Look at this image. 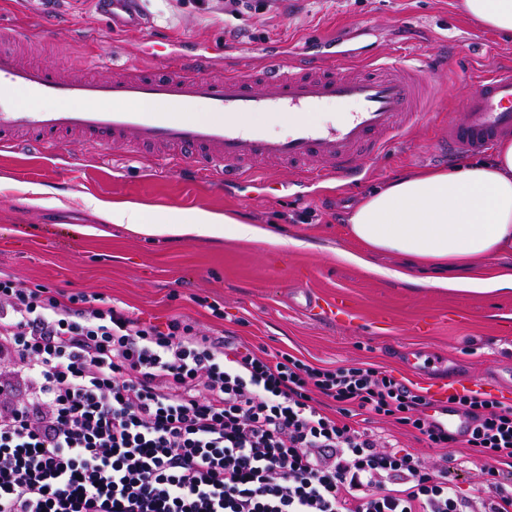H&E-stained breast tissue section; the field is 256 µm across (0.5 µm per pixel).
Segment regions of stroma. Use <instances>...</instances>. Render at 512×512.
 <instances>
[{
	"label": "stroma",
	"mask_w": 512,
	"mask_h": 512,
	"mask_svg": "<svg viewBox=\"0 0 512 512\" xmlns=\"http://www.w3.org/2000/svg\"><path fill=\"white\" fill-rule=\"evenodd\" d=\"M147 30L111 32L92 0H53L78 37L39 36L36 0H0V20L27 35L35 60L101 75L114 65L141 67L190 54L230 60L250 43L269 54L293 50L343 55L355 64L390 60L425 66L432 103L425 116L384 154L363 159V180L329 186L304 174L266 168L224 190L134 157L132 147L98 151L64 147L61 156L0 150V270L23 286L65 295L95 294L145 322H194L256 352L291 355L323 367L358 364L431 394L439 415L448 397L478 391L512 405V291L477 295L374 274L393 255L371 256V268L344 262L352 248L344 219L371 189L414 169L464 160L437 147L477 76L512 66V43L478 29L461 0H274L245 21L244 35L225 31L224 0H136ZM47 190L45 205L24 202L23 185ZM184 210L235 212L277 236L274 244L233 237L153 242L103 224L87 198ZM309 290L329 311L298 307ZM221 308L214 317L209 307ZM450 477L481 494L483 458L457 443Z\"/></svg>",
	"instance_id": "1"
}]
</instances>
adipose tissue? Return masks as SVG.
<instances>
[{"label":"adipose tissue","instance_id":"obj_1","mask_svg":"<svg viewBox=\"0 0 512 512\" xmlns=\"http://www.w3.org/2000/svg\"><path fill=\"white\" fill-rule=\"evenodd\" d=\"M462 8L482 29L512 42V0H462ZM87 204L105 222L146 237L273 240L268 230L228 213L157 211L95 198ZM345 222L349 239L358 246L343 252L346 261L365 267L370 254L393 252L407 264L384 269V276L406 280L411 272L431 269V286L473 294L512 291V267L488 263L512 251V140L502 141L486 162L464 160L397 176L367 194ZM448 268L455 269V277H442Z\"/></svg>","mask_w":512,"mask_h":512}]
</instances>
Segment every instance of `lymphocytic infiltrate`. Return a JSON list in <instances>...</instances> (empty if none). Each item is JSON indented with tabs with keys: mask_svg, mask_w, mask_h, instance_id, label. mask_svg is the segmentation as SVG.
Returning <instances> with one entry per match:
<instances>
[{
	"mask_svg": "<svg viewBox=\"0 0 512 512\" xmlns=\"http://www.w3.org/2000/svg\"><path fill=\"white\" fill-rule=\"evenodd\" d=\"M1 351L0 397L14 372L34 387L0 409V512H512L499 471L512 466V405L478 392L448 398L489 462L474 496L447 464L351 423L361 410L432 448L461 439L424 395L370 368L262 357L2 272Z\"/></svg>",
	"mask_w": 512,
	"mask_h": 512,
	"instance_id": "f902f5d3",
	"label": "lymphocytic infiltrate"
}]
</instances>
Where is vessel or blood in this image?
I'll return each instance as SVG.
<instances>
[{
    "mask_svg": "<svg viewBox=\"0 0 512 512\" xmlns=\"http://www.w3.org/2000/svg\"><path fill=\"white\" fill-rule=\"evenodd\" d=\"M113 30L143 29L131 0H95ZM19 31L0 29V146L35 151L62 149L72 141L105 149L132 143L156 166L194 177L211 176L216 187L275 162L319 179L356 177L360 157L375 155L407 133L430 99L422 67L388 62L366 67L347 59L271 56L245 60L226 74L198 54L152 68H125L103 76L69 74L63 67L25 62L14 44ZM53 100L48 109L22 107L17 97ZM353 102L357 111L334 123L308 120L322 103ZM206 104L212 119L177 117L172 106ZM462 117L450 122L442 149L479 152L512 133V68L481 78L460 102ZM255 111L295 115L288 136L276 138L247 126Z\"/></svg>",
    "mask_w": 512,
    "mask_h": 512,
    "instance_id": "1",
    "label": "vessel or blood"
}]
</instances>
